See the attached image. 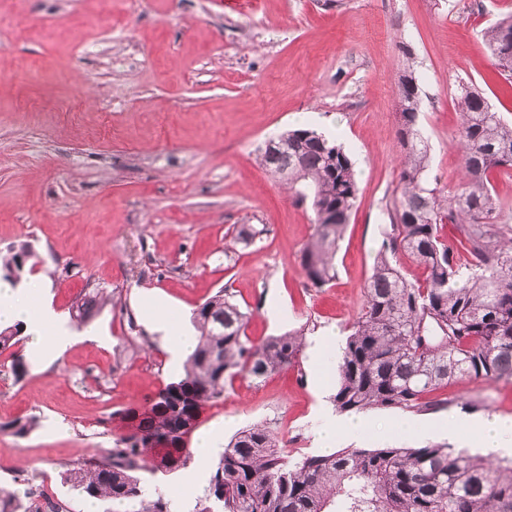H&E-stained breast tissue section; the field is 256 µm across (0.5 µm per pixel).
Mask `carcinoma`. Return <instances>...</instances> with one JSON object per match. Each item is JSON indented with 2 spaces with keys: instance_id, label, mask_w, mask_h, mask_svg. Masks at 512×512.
Returning a JSON list of instances; mask_svg holds the SVG:
<instances>
[{
  "instance_id": "obj_1",
  "label": "carcinoma",
  "mask_w": 512,
  "mask_h": 512,
  "mask_svg": "<svg viewBox=\"0 0 512 512\" xmlns=\"http://www.w3.org/2000/svg\"><path fill=\"white\" fill-rule=\"evenodd\" d=\"M481 37L495 67L511 77L512 14ZM405 57L398 184L363 302L336 363L331 399L339 413L421 412L446 404L427 396L450 383L512 380V224L502 223L491 184L493 172L512 170V124L479 87L462 86L455 144L463 177L438 186L418 125L421 77L412 54ZM259 161L300 199H311L315 228L300 261L311 286H326L335 279L336 246L358 197L349 152L333 138L298 128L267 139ZM447 224L456 230L453 241L442 234ZM459 246L468 256L464 265L455 261ZM400 253L423 269L424 279L403 275ZM31 257L23 245L5 268L13 275ZM193 319L198 343L180 378L145 410L127 412L131 432L116 441L109 461L66 474L65 482L83 496L110 500L123 512H180L174 498L149 494L135 476L148 468L147 448H173L162 469L186 464L179 456L185 427L198 422L206 403L224 398L227 381L240 374L263 379L296 364L302 351L298 331L251 341L247 313L222 290ZM20 332L17 325L0 327V350L16 345ZM196 512H512V459L391 443L295 458L257 424L225 446Z\"/></svg>"
}]
</instances>
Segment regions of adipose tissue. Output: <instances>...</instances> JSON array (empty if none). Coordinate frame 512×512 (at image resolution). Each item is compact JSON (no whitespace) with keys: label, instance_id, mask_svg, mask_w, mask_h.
<instances>
[{"label":"adipose tissue","instance_id":"ef3b65f1","mask_svg":"<svg viewBox=\"0 0 512 512\" xmlns=\"http://www.w3.org/2000/svg\"><path fill=\"white\" fill-rule=\"evenodd\" d=\"M45 287L39 277H31L25 287L15 288L0 283V323H17L24 327L30 337V351L52 359L62 357L78 338L66 327L61 316L44 302ZM155 326L167 339L172 357L187 358L197 345L194 334L187 332L176 314L167 304L159 303L154 308ZM366 425L360 416H347L323 410L316 427V446L322 451L334 448L338 439L358 433ZM399 429H420L422 434H447L450 440H458L468 430H479L486 451L497 454H512V417L495 416L483 420H462L447 417L437 421L414 424L404 419Z\"/></svg>","mask_w":512,"mask_h":512}]
</instances>
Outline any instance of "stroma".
<instances>
[{"mask_svg":"<svg viewBox=\"0 0 512 512\" xmlns=\"http://www.w3.org/2000/svg\"><path fill=\"white\" fill-rule=\"evenodd\" d=\"M0 0V256L29 245L53 307L82 335L50 365L22 377L0 353V486H47L68 512L86 500L62 476L108 456L129 433L124 413L178 379L159 333L146 323L150 294L195 311L227 290L248 311L253 341L301 330L347 337L363 299L397 185L396 131L402 44L423 75L420 126L432 173L454 185L460 84L481 87L512 121V80L495 68L480 32L512 13V0ZM334 128L357 159L358 200L336 253V279L309 287L300 251L310 202L296 200L259 162L268 137ZM243 224L262 227L236 242ZM99 309L85 324V294ZM331 380L314 383L307 357L255 380L240 376L208 404L198 427L220 445L265 425L294 456L315 451V417L331 406ZM447 415L512 417V381H460L439 391ZM487 409H461L463 400ZM395 411L369 412L356 442L447 444L444 435L396 432ZM37 418L19 437L6 425ZM194 512L210 470L186 464L140 471L176 488Z\"/></svg>","mask_w":512,"mask_h":512,"instance_id":"obj_1","label":"stroma"}]
</instances>
